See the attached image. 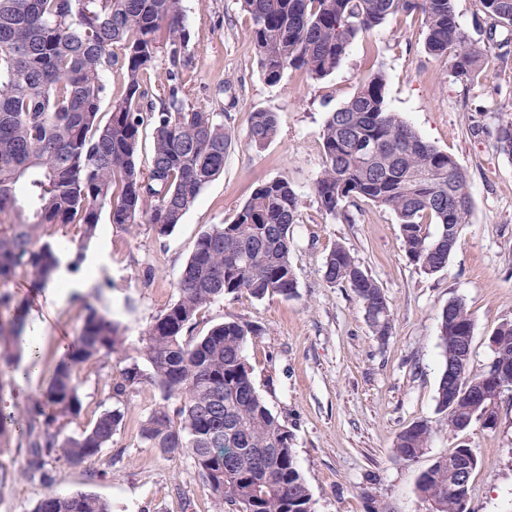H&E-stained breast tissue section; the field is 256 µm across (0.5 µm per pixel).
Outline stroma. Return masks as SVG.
Returning a JSON list of instances; mask_svg holds the SVG:
<instances>
[{"label":"stroma","instance_id":"1","mask_svg":"<svg viewBox=\"0 0 512 512\" xmlns=\"http://www.w3.org/2000/svg\"><path fill=\"white\" fill-rule=\"evenodd\" d=\"M190 33L184 78L192 105L224 115L232 143L224 171L202 190L181 224L157 237L149 224L127 230L112 225L90 245L95 283L114 319L136 346L154 317L177 298L175 284L200 234L231 222L262 182L288 179L301 196L293 229L296 292L262 300L224 296L200 311L191 336L215 324L244 321L258 328L244 349L255 384L271 411L294 435V453L315 512H368L372 501L390 512H430L417 490L419 474L453 448L465 446L482 464L471 478L468 512H512V388L498 403L495 428L472 423L460 433L442 429L436 391L445 369L438 315L461 300L474 324L470 369L486 370L494 358L488 338L512 321V159L496 147L502 118L512 115V45L494 52L484 79L463 87L445 60L430 54L419 15H401L358 38L341 66L321 80L285 72L268 85L254 54L248 14L238 0H184ZM387 75L386 106L427 142L453 156L465 171L473 209L461 225L447 267L424 273L406 257L396 215L358 201L349 219L324 215L314 183L323 156L322 125L355 92L368 69ZM276 113L278 133L263 148L247 143L252 112ZM342 244L383 289L393 334L379 340L352 291L323 277L333 244ZM10 289L25 299L28 318L40 319L43 369H50L72 340L84 311L73 295L51 300L25 278ZM128 361L79 375L82 409L77 432L104 410L109 383ZM157 389L142 385L122 399L125 420L110 448L80 468L52 463L54 488L87 491L112 512H214L205 479L187 457H166L139 437L141 422L159 403ZM426 422L436 432L425 453L405 463L393 443L407 427Z\"/></svg>","mask_w":512,"mask_h":512}]
</instances>
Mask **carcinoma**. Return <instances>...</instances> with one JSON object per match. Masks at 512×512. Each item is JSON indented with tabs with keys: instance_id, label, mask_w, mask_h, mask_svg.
<instances>
[{
	"instance_id": "obj_1",
	"label": "carcinoma",
	"mask_w": 512,
	"mask_h": 512,
	"mask_svg": "<svg viewBox=\"0 0 512 512\" xmlns=\"http://www.w3.org/2000/svg\"><path fill=\"white\" fill-rule=\"evenodd\" d=\"M252 20V41L266 83L277 85L288 70L323 79L340 66L351 44L398 15L418 14L427 50L448 61L449 73L465 87L485 76V61L499 47L497 28L512 25V0H478L484 37L475 39L458 23L454 0H238ZM189 43L183 0H0V387L24 343V301L9 290L16 277L46 286L67 254L55 229H77L79 245L67 267L84 260V248L109 223L130 228L146 219L159 237L169 235L205 186L224 170L231 135L224 113L188 103L182 67ZM169 66L157 72L158 53ZM123 71L124 89L100 112L108 87L104 71ZM156 75L159 95L149 97L147 78ZM387 77L369 70L350 99L330 113L320 139L323 168L315 182L321 211L346 215L362 199L393 211L403 250L427 274L448 264V225L467 223L472 199L467 175L456 160L424 141L386 107ZM276 113L251 115L247 139L262 147L277 133ZM151 130L148 166L138 164L140 137ZM497 149L512 158V121L498 127ZM299 194L285 178L253 192L227 224H212L199 236L183 266L178 298L139 336L136 358L107 399L148 383L161 402L143 421L139 436L169 456L186 455L202 472L215 512H314L298 467L293 433L256 388L243 355L258 329L225 321L194 340L184 331L218 297L246 293L261 300L296 292L292 227ZM437 227L430 234L427 225ZM327 283L350 289L375 336L393 334L389 302L379 284L341 244L323 264ZM85 315L66 353L53 366L47 387L21 414L0 410V453L25 449L19 468L0 464V496L23 478L40 477L45 492L33 512H111L95 494L66 496L52 489L48 459L77 467L112 446L123 423L119 408L104 410L77 435L66 427L81 411L78 373L105 365L125 351L127 337L110 314L84 302ZM446 365L470 360L455 336H467L473 321L459 300L440 314ZM491 339L500 362L512 367V322ZM144 360L149 369L140 367ZM482 400L448 406V371L438 385L442 425L455 432L465 420L496 415L506 378L481 379ZM179 401L176 407L170 400ZM435 429L418 423L401 431L393 453L403 462L424 454ZM454 464L475 471L469 448L454 449ZM274 487L257 488L264 473ZM471 481L455 483L448 457L422 472L417 490L436 505L433 512H466Z\"/></svg>"
}]
</instances>
